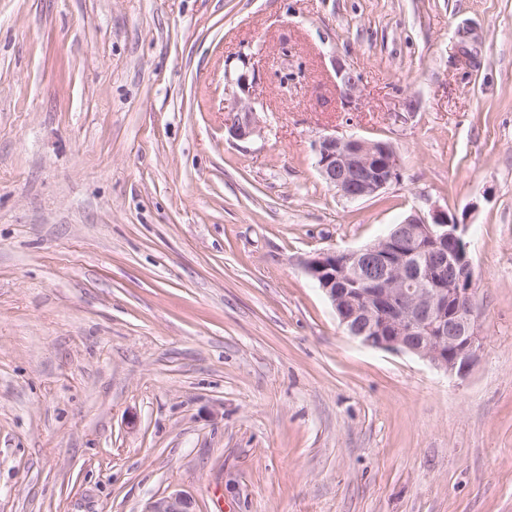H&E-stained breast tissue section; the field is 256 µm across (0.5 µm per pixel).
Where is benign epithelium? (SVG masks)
I'll return each instance as SVG.
<instances>
[{"instance_id":"benign-epithelium-1","label":"benign epithelium","mask_w":512,"mask_h":512,"mask_svg":"<svg viewBox=\"0 0 512 512\" xmlns=\"http://www.w3.org/2000/svg\"><path fill=\"white\" fill-rule=\"evenodd\" d=\"M341 94L356 97L359 78L336 66ZM255 74L239 73L224 126L247 141L260 133L250 88ZM322 181L348 200L381 194L398 181L391 143L321 134L311 143ZM466 225L437 211L427 220L410 216L373 243L353 250H323L305 262L308 275L330 299L346 333L366 346L408 352L460 377L484 349L478 329L472 263L464 242ZM183 492L151 500L143 512H195Z\"/></svg>"}]
</instances>
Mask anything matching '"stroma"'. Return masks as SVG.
Listing matches in <instances>:
<instances>
[{
  "label": "stroma",
  "mask_w": 512,
  "mask_h": 512,
  "mask_svg": "<svg viewBox=\"0 0 512 512\" xmlns=\"http://www.w3.org/2000/svg\"><path fill=\"white\" fill-rule=\"evenodd\" d=\"M324 133L392 142L399 181L342 198ZM437 210L485 338L463 378L348 336L305 270ZM175 491L512 512V0H0V512ZM255 79L254 72L245 70L239 73L235 79L236 90L233 104L225 112L229 113L224 126L229 136L238 141H247L260 133V120L255 102L251 99V83Z\"/></svg>",
  "instance_id": "obj_1"
}]
</instances>
